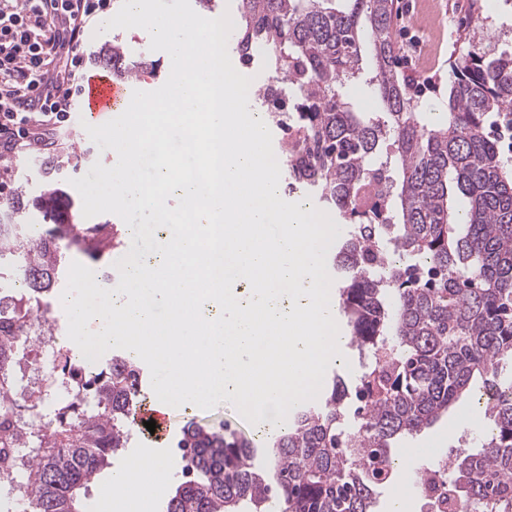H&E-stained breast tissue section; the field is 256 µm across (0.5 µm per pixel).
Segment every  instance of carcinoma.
Here are the masks:
<instances>
[{"instance_id": "carcinoma-1", "label": "carcinoma", "mask_w": 512, "mask_h": 512, "mask_svg": "<svg viewBox=\"0 0 512 512\" xmlns=\"http://www.w3.org/2000/svg\"><path fill=\"white\" fill-rule=\"evenodd\" d=\"M237 53L261 57L272 73L258 99L281 124L292 190L308 192L349 224L336 240L340 310L350 345L371 363L350 385L341 375L324 401L300 405L255 466L253 440L191 426L187 479L166 512H372L391 484L393 444L434 424L474 381L492 392V427L475 454L450 460L445 512H512V178L486 130L492 113L512 112V55L478 49L472 23L448 73V111L420 112L395 67L396 0H239ZM374 65H363V36ZM118 79L151 65L102 50ZM363 83L380 112H356L345 88ZM395 161L399 178L389 174ZM72 198L45 170L39 194L18 189L0 206V281L29 278L0 299V417L22 416L51 398L63 379L19 399L15 344L66 275L56 231L26 222L37 212L61 225L88 254L121 244L118 225L74 232ZM140 368L88 372L71 406L37 431V442L0 424V448H30L20 463L0 458V483L27 512H83L91 484L126 447ZM95 406L85 408L83 397Z\"/></svg>"}]
</instances>
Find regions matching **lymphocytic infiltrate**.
Segmentation results:
<instances>
[{"mask_svg":"<svg viewBox=\"0 0 512 512\" xmlns=\"http://www.w3.org/2000/svg\"><path fill=\"white\" fill-rule=\"evenodd\" d=\"M112 0H0V157L68 127L86 77L82 46Z\"/></svg>","mask_w":512,"mask_h":512,"instance_id":"1","label":"lymphocytic infiltrate"}]
</instances>
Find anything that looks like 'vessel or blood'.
<instances>
[{"mask_svg": "<svg viewBox=\"0 0 512 512\" xmlns=\"http://www.w3.org/2000/svg\"><path fill=\"white\" fill-rule=\"evenodd\" d=\"M135 82H112L109 75L103 72L90 74L85 82L78 104V117L91 125L101 124L104 119L120 116L129 105ZM138 420H152L156 423L153 442L162 443L170 434L174 421V409L161 406L149 400L140 407Z\"/></svg>", "mask_w": 512, "mask_h": 512, "instance_id": "vessel-or-blood-1", "label": "vessel or blood"}]
</instances>
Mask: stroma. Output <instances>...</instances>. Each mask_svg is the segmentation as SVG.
<instances>
[{"label": "stroma", "instance_id": "obj_1", "mask_svg": "<svg viewBox=\"0 0 512 512\" xmlns=\"http://www.w3.org/2000/svg\"><path fill=\"white\" fill-rule=\"evenodd\" d=\"M399 10L393 22L392 37L398 49H405L409 41H416L422 48L420 66H412L406 58H399L398 71L405 83L419 80L426 87L418 96L420 105L447 106L448 62L453 59L460 40L470 29L475 17L486 18L487 23L479 33V41L486 49L499 53L512 50V0H398ZM120 44L127 60H138L148 54L152 68L140 72L137 81L146 90L160 88L168 79L171 68L165 52L150 48V35L141 28L107 29L105 18H98L92 36L83 46L90 69H101L97 52L102 45ZM64 161L62 180L78 178L87 173L94 163L111 166L113 153L99 150L91 142H82L79 128H70L62 134L56 145L47 150L33 149L6 156L0 163V176L10 188L24 186L28 193H37L43 183L38 173L40 164ZM192 422L218 429L228 428L256 438L259 453L255 463L265 466L264 441L258 440V426L242 422L230 402H220L210 410L196 406H180L178 421L172 434L163 443L149 440L144 429H131L128 442L112 459L113 468H121L134 455L160 452L170 455L181 437L183 429ZM486 407L478 396H463L448 413L429 428L414 436L398 440L394 445L403 469H419L441 462L450 451L477 452L478 431L487 426Z\"/></svg>", "mask_w": 512, "mask_h": 512}]
</instances>
